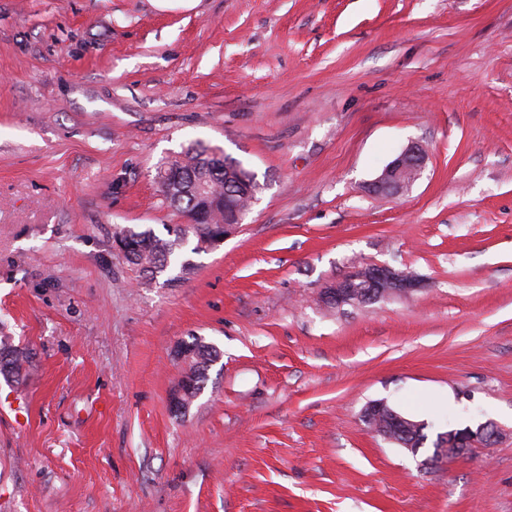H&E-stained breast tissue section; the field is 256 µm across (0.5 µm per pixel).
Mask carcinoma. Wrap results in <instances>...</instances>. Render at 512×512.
Segmentation results:
<instances>
[{"mask_svg":"<svg viewBox=\"0 0 512 512\" xmlns=\"http://www.w3.org/2000/svg\"><path fill=\"white\" fill-rule=\"evenodd\" d=\"M226 162L239 168L249 182L252 196L261 193L263 185L257 175L240 160L224 152L216 155L211 148L199 143L191 144L180 157L163 162L156 172L163 202L178 210L186 222L166 225L165 238L150 228L120 229L124 250L118 255L122 261L150 279L177 268L179 273L167 278L174 282L192 268L190 260L183 258L185 250L200 254L218 245L224 237V229L229 227L228 221L244 207L242 197L229 186L235 178L224 172ZM201 183L207 186L203 196L197 191ZM185 351L193 375V386L186 398L189 403L203 389L208 367L219 358V352L198 337L185 345ZM28 363L27 353L15 348L9 339H0V374L18 376Z\"/></svg>","mask_w":512,"mask_h":512,"instance_id":"cac0c4a2","label":"carcinoma"}]
</instances>
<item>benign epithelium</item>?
<instances>
[{
  "label": "benign epithelium",
  "instance_id": "1",
  "mask_svg": "<svg viewBox=\"0 0 512 512\" xmlns=\"http://www.w3.org/2000/svg\"><path fill=\"white\" fill-rule=\"evenodd\" d=\"M426 163L425 149L412 143L406 146L397 157L389 162L382 172L370 183L375 194L398 195L412 186L419 178ZM348 280H363L364 288H346ZM418 280L402 271L387 265L370 264L356 269L324 288L322 300L338 308L344 305H364L391 295H405L418 289ZM364 421L374 427L386 440L406 445L401 439L403 431L420 424L387 407L384 401H374L363 412ZM499 434L498 426L487 421L477 428L453 430L444 436L443 447L437 449L441 456L454 457L469 449L494 440Z\"/></svg>",
  "mask_w": 512,
  "mask_h": 512
}]
</instances>
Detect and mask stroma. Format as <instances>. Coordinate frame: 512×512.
<instances>
[{"label":"stroma","instance_id":"35a3bbf8","mask_svg":"<svg viewBox=\"0 0 512 512\" xmlns=\"http://www.w3.org/2000/svg\"><path fill=\"white\" fill-rule=\"evenodd\" d=\"M195 142L264 189L142 280L114 233L183 223L155 175ZM413 142L420 178L370 192ZM361 264L420 287L323 304ZM0 336L31 357L0 512H512V0H0ZM194 336L220 356L180 414ZM456 416L500 434L433 460ZM363 419L368 425L374 427L386 440L409 447L407 449L414 454L418 452L419 448H422L426 440V434L424 433L427 427L426 423L420 427V424L413 419L388 408L384 401H374L368 404L363 412ZM411 425H414L416 428L420 427L414 433L415 442L413 443V448H410L411 445L400 438V436H404L403 431L411 428Z\"/></svg>","mask_w":512,"mask_h":512}]
</instances>
